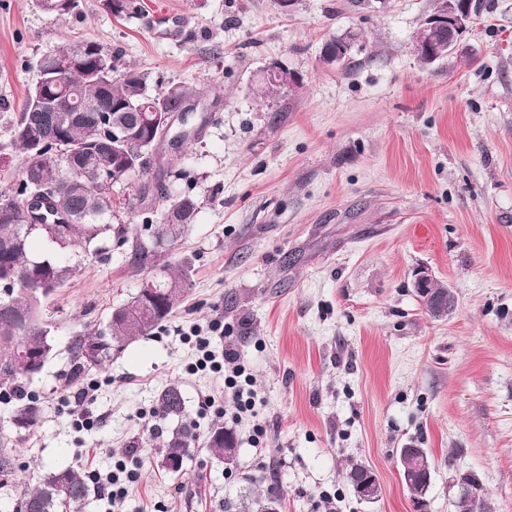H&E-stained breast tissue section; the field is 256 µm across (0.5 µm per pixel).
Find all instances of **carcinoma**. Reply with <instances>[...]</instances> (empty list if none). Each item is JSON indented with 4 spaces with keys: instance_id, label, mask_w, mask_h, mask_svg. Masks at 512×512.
Wrapping results in <instances>:
<instances>
[{
    "instance_id": "obj_1",
    "label": "carcinoma",
    "mask_w": 512,
    "mask_h": 512,
    "mask_svg": "<svg viewBox=\"0 0 512 512\" xmlns=\"http://www.w3.org/2000/svg\"><path fill=\"white\" fill-rule=\"evenodd\" d=\"M103 6L114 16L138 12L135 0H103ZM81 54L87 68L113 63L111 54L94 42L69 45L47 53L51 58H66ZM193 91L185 86H171L163 92L150 87L149 77L133 67L124 74L112 77L106 84L94 79L69 80L64 76L35 83L29 90L19 122L13 133L14 143L25 158L21 179L15 190L0 193V363L6 362L10 371L0 376V398L18 401L11 417V426L19 431L34 430L41 418L38 399L25 394V382L41 372L52 355L51 329L41 315L42 302L63 287L73 276L76 266L61 257L37 259L33 256L35 239L40 237L59 252L67 253L76 243L95 247L105 253L111 241L118 245L128 242L123 224L107 221L112 216V188L101 183L102 164H112V184H120L133 175H143L150 167L144 155L153 152L164 139L163 132L147 123L129 127L127 146L112 154L99 156V149L112 142L113 108L136 106L143 113L157 111L181 112ZM93 102L100 107L99 118L70 122L68 118L85 104ZM47 111L65 123V142L83 151L84 162L80 170L68 164L67 154L62 153L51 162L40 160L35 154V143L42 140V117ZM148 188L142 187L139 205L143 223L151 233L146 240L133 243L131 264L136 267H156L159 272L146 278L126 304L112 312L102 329L76 336L73 344L74 365L72 380L85 374L88 364L86 348H97L95 365L112 358V351L121 350L127 343L152 334L179 306L190 288L188 271H173L159 259L167 246L177 242L189 230L198 211L195 197L184 194L176 197L162 219L154 222L148 207L144 206ZM54 200L68 212V219L58 220L52 205H36L35 220L58 227V234L51 235L44 227L19 223L20 212L28 197ZM41 277L48 287L31 288V281ZM156 413L158 419H177L164 441L162 464L172 471L183 470L190 448L197 435L193 427L183 424L185 399L179 385L166 386L158 394ZM6 438L0 439V477L14 474V462L5 449ZM235 435L221 424L211 426L207 436V449L220 462L232 461L236 455ZM401 470L409 488L425 496L431 485L433 470L421 469L414 459H404ZM460 512H486L487 493L481 481L472 473L460 475ZM90 494L89 476L70 468L48 469L34 485L23 488L17 498L15 512H77ZM279 496L273 490L243 503L242 508L258 507V512H268Z\"/></svg>"
}]
</instances>
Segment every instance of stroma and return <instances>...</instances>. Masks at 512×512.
<instances>
[{"label": "stroma", "instance_id": "obj_1", "mask_svg": "<svg viewBox=\"0 0 512 512\" xmlns=\"http://www.w3.org/2000/svg\"><path fill=\"white\" fill-rule=\"evenodd\" d=\"M117 17L102 0L68 15L34 0H0V192L17 186L13 145L45 52L83 41L152 84L198 92L191 136L161 142L147 177L114 186L113 223L145 237L129 203L142 185L155 218L182 194L197 198L188 233L164 255L188 265L191 287L151 335L70 383L71 344L104 327L150 268L131 247H78V271L44 304L53 351L27 381L41 406L32 432L11 436L12 480L0 512H15L41 465L134 481L121 510L91 490L82 512H236L248 490L280 494L279 512H417L399 450L416 442L433 463L424 512H459L456 478L477 475L492 512H512V0H485L458 48L431 64L413 36L435 0H137ZM160 8L182 21L171 31ZM356 38L349 69L327 62L333 37ZM288 70L292 86L257 96L261 75ZM453 294L445 318L426 314L420 269ZM223 335L209 332L212 321ZM215 357L233 355L252 378L253 409L235 418L207 397L223 373L191 372L193 326ZM179 383L198 440L179 473L160 465L158 391ZM96 391L78 427L80 384ZM234 432L233 464L206 448L212 424ZM260 443H253L255 425ZM369 465L382 495L359 502L345 473Z\"/></svg>", "mask_w": 512, "mask_h": 512}]
</instances>
